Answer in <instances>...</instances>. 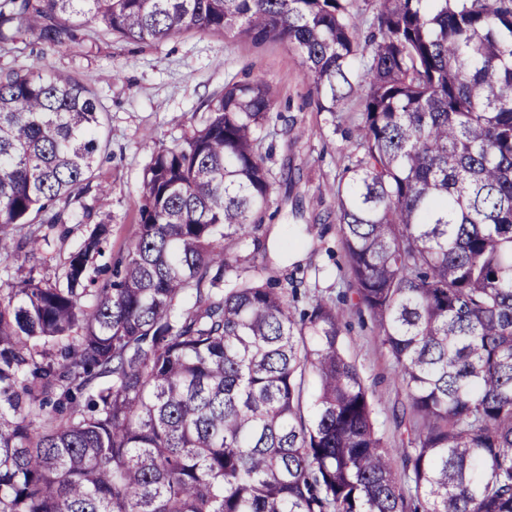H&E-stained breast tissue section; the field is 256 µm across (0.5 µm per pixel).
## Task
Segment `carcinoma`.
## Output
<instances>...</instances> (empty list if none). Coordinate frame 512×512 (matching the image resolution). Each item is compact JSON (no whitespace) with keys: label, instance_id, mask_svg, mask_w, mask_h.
Segmentation results:
<instances>
[{"label":"carcinoma","instance_id":"obj_1","mask_svg":"<svg viewBox=\"0 0 512 512\" xmlns=\"http://www.w3.org/2000/svg\"><path fill=\"white\" fill-rule=\"evenodd\" d=\"M353 2L0 0V42L80 48L85 21L140 44L233 33L292 45L319 111L361 97L336 218L407 447L378 436L344 309L297 312L302 281L231 257L260 247L255 131L282 113L262 80L230 81L153 150L111 278L90 274L97 224L55 282L0 297V512H512V0H377L365 35ZM103 115L70 74L0 75V262L40 249L9 226L69 223Z\"/></svg>","mask_w":512,"mask_h":512}]
</instances>
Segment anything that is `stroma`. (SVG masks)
<instances>
[{"label":"stroma","instance_id":"35a3bbf8","mask_svg":"<svg viewBox=\"0 0 512 512\" xmlns=\"http://www.w3.org/2000/svg\"><path fill=\"white\" fill-rule=\"evenodd\" d=\"M29 67L71 74L90 88L105 113L108 146L95 166L97 188L72 205L69 224L36 230L16 225L14 236L35 230L47 242L37 257L9 261L7 271H0V283L30 271L39 278L53 277L100 222L111 229L104 262L124 256L137 230L143 173L153 149L181 143L226 82L258 78L275 96L282 118L256 131L273 146L267 165L276 183L269 199L271 217L262 230L267 250L256 254L254 263L280 278L304 267L301 293L309 302L333 301L347 292L331 188L363 153L361 102L348 101L334 116L317 111L301 58L288 43L191 32L144 45L113 38L90 22L79 51L30 37L0 43V73ZM343 349L374 395L379 435L391 443L407 439L412 419L395 421L408 407L407 394L396 381V364L367 315L350 304L343 318Z\"/></svg>","mask_w":512,"mask_h":512}]
</instances>
